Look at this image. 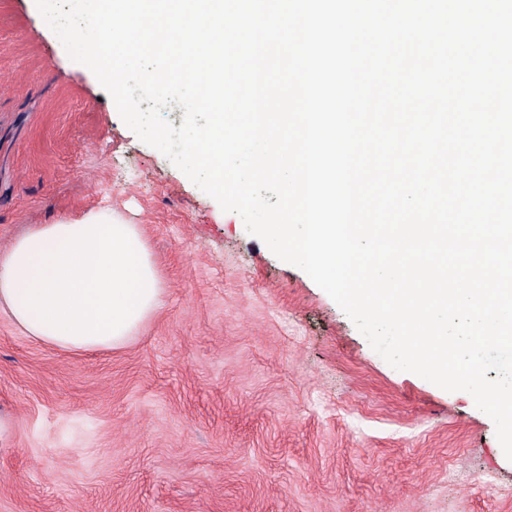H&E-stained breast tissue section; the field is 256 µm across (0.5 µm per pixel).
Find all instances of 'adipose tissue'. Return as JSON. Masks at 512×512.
Returning <instances> with one entry per match:
<instances>
[{"mask_svg": "<svg viewBox=\"0 0 512 512\" xmlns=\"http://www.w3.org/2000/svg\"><path fill=\"white\" fill-rule=\"evenodd\" d=\"M163 293L137 225L101 211L35 225L0 253V313L64 351L126 347Z\"/></svg>", "mask_w": 512, "mask_h": 512, "instance_id": "1", "label": "adipose tissue"}]
</instances>
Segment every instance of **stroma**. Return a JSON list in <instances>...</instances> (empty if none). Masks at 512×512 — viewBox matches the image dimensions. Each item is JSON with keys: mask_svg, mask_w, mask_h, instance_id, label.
Returning a JSON list of instances; mask_svg holds the SVG:
<instances>
[{"mask_svg": "<svg viewBox=\"0 0 512 512\" xmlns=\"http://www.w3.org/2000/svg\"><path fill=\"white\" fill-rule=\"evenodd\" d=\"M91 210L138 226L163 305L112 352L0 316V512H512L472 396L390 366L0 0V252Z\"/></svg>", "mask_w": 512, "mask_h": 512, "instance_id": "stroma-1", "label": "stroma"}]
</instances>
